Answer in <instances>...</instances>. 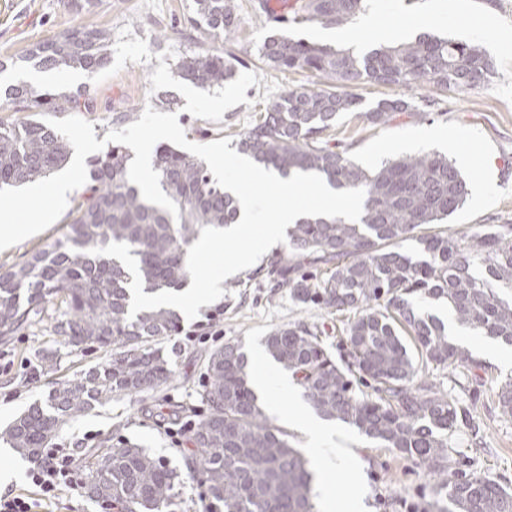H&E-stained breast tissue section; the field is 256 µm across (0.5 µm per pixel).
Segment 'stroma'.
<instances>
[{
    "mask_svg": "<svg viewBox=\"0 0 512 512\" xmlns=\"http://www.w3.org/2000/svg\"><path fill=\"white\" fill-rule=\"evenodd\" d=\"M240 32L229 48L242 61L223 87L204 90L183 82L178 66L200 44L188 18L192 0H94L92 7L73 12L64 0H0V85L29 82L39 87L65 86L74 91L89 86L96 140L108 131L138 121L146 107L161 110L160 96L172 98L171 112L187 140L208 144L224 138L238 140L264 114L282 91L314 87L310 73L266 67L259 47L277 28L266 14L255 11V0H241ZM376 28L363 31L357 51L380 33L405 39L423 17L431 32L463 41L480 42L493 58L497 74L490 85L460 93H438L429 86L412 93L418 104H429L427 120L402 117L386 127H373L358 114H345L336 137L347 142L349 154L371 168L398 156L440 152L456 160L469 184L464 206L447 221L456 232L479 231L488 224H512V0H369ZM84 25L111 34L110 61L94 76L81 71L22 69L15 60L34 43ZM454 133V144L428 139L430 130ZM69 214L44 232L0 251V272L22 264L36 250L54 242L69 224ZM233 286L218 300L200 308L194 319H182L179 335L160 343L174 377L161 391L144 398L113 397L73 419L58 442L63 452L105 436L119 437L145 448L169 468L185 471L190 423L200 406L198 391L204 359L216 346L240 343L247 355L263 352V339L274 328L305 321L318 324L329 352H336L346 317L314 304L293 301L287 289L271 287L256 267L232 278ZM49 334L35 327L9 343H0V426L34 402L45 400L51 385L37 365ZM481 361V369L449 374L434 370L441 389L459 388L473 425L458 424L451 436L463 470L512 488V418L502 416L496 390L512 377L501 354L507 346L477 335H458ZM327 462L351 457L348 469L316 471L327 482L328 497H316L318 512H336L338 504L360 489L366 512H447V498L435 496L429 480L413 459L377 447L346 424L320 447Z\"/></svg>",
    "mask_w": 512,
    "mask_h": 512,
    "instance_id": "1",
    "label": "stroma"
}]
</instances>
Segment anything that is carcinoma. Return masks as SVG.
<instances>
[{
    "instance_id": "obj_1",
    "label": "carcinoma",
    "mask_w": 512,
    "mask_h": 512,
    "mask_svg": "<svg viewBox=\"0 0 512 512\" xmlns=\"http://www.w3.org/2000/svg\"><path fill=\"white\" fill-rule=\"evenodd\" d=\"M367 0H297L292 16L277 22H319L345 27ZM238 0H194L191 24L202 47L179 66L182 79L221 87L235 76L237 58L215 41L237 38ZM110 34L79 26L33 45L19 62L39 71L79 70L94 75L110 59ZM260 56L274 70L308 71L324 87L290 88L243 132L240 154L289 177L316 173L337 190H364L359 221L306 219L288 227L283 252L265 277L287 287L302 304L349 312L337 363L315 324L298 322L265 336L267 356L291 372L313 410L347 424L379 447L417 461L452 512H512V491L467 476L449 438L466 413L451 391L430 380L432 366L453 371L479 366L471 351L448 334V325L416 301L448 307L462 328L512 345V224L471 234L438 225L465 203L467 182L456 162L441 154L402 156L368 169L329 142L341 115L360 98L359 86L430 85L442 92L481 88L495 64L477 42L422 32L383 41L356 54L304 39L267 36ZM16 112L90 111L85 92L25 83L0 89ZM360 116L388 126L428 113L407 98H382ZM63 136L35 119L0 122V186L42 179L68 159ZM131 154L116 143L90 161L89 193L76 199L71 223L52 244L0 272V338L50 321L55 347L40 353L41 370L60 364V351L103 349L109 359L77 373L0 429V439L34 459L55 447L72 418L114 396H142L166 385L173 370L156 342L174 336L180 315L169 307L129 316L132 275L116 258L91 250L124 243L136 257L143 291L155 294L188 280L187 253L205 227L234 222L237 199L212 180L207 166L172 146L156 149L152 168L179 214L147 202L127 177ZM415 241L421 257L407 252ZM327 265L322 276L296 274L294 258ZM203 411L190 438V465L182 475L145 449L107 437L79 458L84 494L105 512H177L179 487L188 478L201 488L202 512H318L312 462L266 416L239 345L214 348L200 393ZM502 415L512 417V379L497 392Z\"/></svg>"
}]
</instances>
